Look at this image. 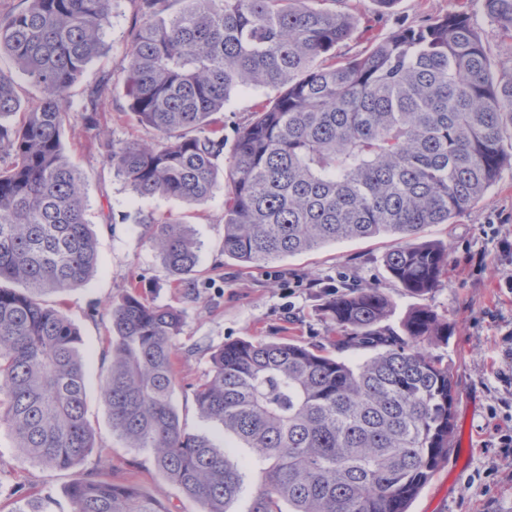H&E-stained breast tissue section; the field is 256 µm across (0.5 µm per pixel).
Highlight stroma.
I'll use <instances>...</instances> for the list:
<instances>
[{
  "instance_id": "obj_1",
  "label": "stroma",
  "mask_w": 512,
  "mask_h": 512,
  "mask_svg": "<svg viewBox=\"0 0 512 512\" xmlns=\"http://www.w3.org/2000/svg\"><path fill=\"white\" fill-rule=\"evenodd\" d=\"M336 7L356 14L362 26L342 44L340 54L362 53L396 26L463 12L495 67L512 68V37L491 20L482 0H397L388 11L376 0H338ZM138 22L135 0H116L105 54L87 65L70 91L72 110L63 141L71 162L86 178V218L97 238L99 265L85 283L44 297L46 304L62 307L80 330L87 417L95 430V446L75 467L58 470L21 457L11 433L0 427V505L23 503L35 490L51 495V512H72L67 486L80 475L102 471L137 485L159 501L164 512H202L199 503L162 477L150 453L128 447L113 432L101 400L100 386L107 373L101 360L104 331L88 310L117 302L131 282L141 279L150 285L156 304H170L184 312L177 338L184 387L174 395L181 420L189 430L204 428L216 440L226 441L231 458L242 466L252 459L251 450L225 439L219 424L203 423L189 389L207 375L205 348L256 336L268 340L290 336L311 345L328 343L336 331L322 305L330 288L345 284L379 288L391 301L384 325L396 332L410 311L430 307L448 320L450 339L443 354L461 384V394L448 462L408 512H512V447L499 443L501 435H512V253L501 249L503 241H512V169L503 170L473 209L427 229L428 240L448 248V276L427 296L412 295L390 278L383 258L394 241L386 235L332 243L265 267H242L223 251V193L195 205L133 198L103 162L93 133L85 126L81 112L85 92L108 76L114 90L105 112L98 116L101 128L117 140L148 138V131L126 110L121 70L131 30ZM140 212L170 213L190 225L200 244L194 295L172 287L142 236V226L134 221Z\"/></svg>"
}]
</instances>
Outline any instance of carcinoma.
Returning <instances> with one entry per match:
<instances>
[{"instance_id": "carcinoma-1", "label": "carcinoma", "mask_w": 512, "mask_h": 512, "mask_svg": "<svg viewBox=\"0 0 512 512\" xmlns=\"http://www.w3.org/2000/svg\"><path fill=\"white\" fill-rule=\"evenodd\" d=\"M0 12V426L21 455L68 470L95 448L86 413L80 333L43 296L84 283L98 263L84 176L63 127L72 87L103 54L114 0H24ZM136 0L140 24L121 60L128 110L148 140L98 131L109 79L82 112L99 154L135 198L200 203L224 192V255L246 268L329 243L389 235L390 277L424 296L448 273V248L425 239L484 199L512 168V72L492 63L468 17L402 26L344 57L358 17L336 0ZM512 36V0H484ZM40 91L22 102L17 75ZM275 95L233 125L231 95ZM168 276L191 292L198 245L173 216L142 215ZM380 289L347 287L322 311L333 347L295 339L235 340L206 349V378L188 385L206 422L255 455L251 512H408L448 462L459 384L432 352L448 321L423 306L402 333L382 327ZM104 321L110 359L101 397L112 430L149 450L157 469L204 512H226L243 475L226 447L190 431L173 404L183 311L155 304L136 281ZM366 351L358 361L341 356ZM74 512H163L130 483L89 472L69 485ZM50 512L34 491L27 507Z\"/></svg>"}]
</instances>
